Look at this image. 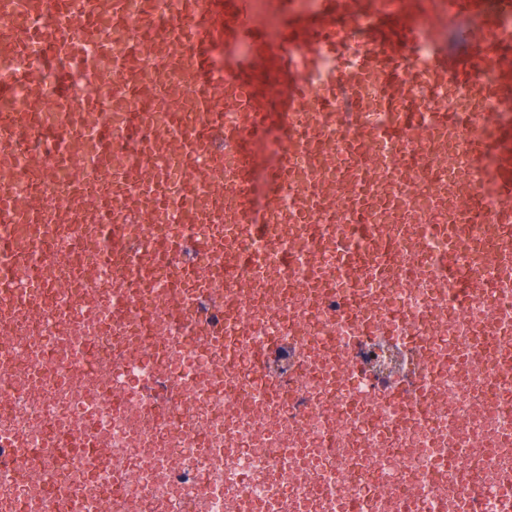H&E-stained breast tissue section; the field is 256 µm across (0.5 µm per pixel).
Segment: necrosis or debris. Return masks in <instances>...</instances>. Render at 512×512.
Here are the masks:
<instances>
[{"label": "necrosis or debris", "mask_w": 512, "mask_h": 512, "mask_svg": "<svg viewBox=\"0 0 512 512\" xmlns=\"http://www.w3.org/2000/svg\"><path fill=\"white\" fill-rule=\"evenodd\" d=\"M197 225L167 217L126 229L141 252L99 247L110 264L93 271L94 294L74 289L82 353L64 340L58 296L49 289L4 324L14 353L0 363V432L24 445L17 463L0 446V490L13 512H507L512 476V292L483 288L469 304L448 297L429 315L417 288H387L383 327L361 323L319 288L282 306L271 288H253L224 316L217 361L195 320L163 318L165 275L138 278L142 262L173 232ZM82 237L45 241L47 265L17 264L15 284L55 275L50 260L69 254L79 267ZM134 276L125 302L133 317L108 307L112 281ZM171 382L179 396L159 403L149 388ZM96 439L94 469L76 472L73 449L57 442L71 428ZM224 451L216 466L208 451ZM166 456L169 466L150 461Z\"/></svg>", "instance_id": "necrosis-or-debris-1"}]
</instances>
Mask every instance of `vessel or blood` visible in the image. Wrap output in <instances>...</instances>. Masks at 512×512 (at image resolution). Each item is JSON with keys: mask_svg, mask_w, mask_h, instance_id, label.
Returning a JSON list of instances; mask_svg holds the SVG:
<instances>
[{"mask_svg": "<svg viewBox=\"0 0 512 512\" xmlns=\"http://www.w3.org/2000/svg\"><path fill=\"white\" fill-rule=\"evenodd\" d=\"M134 3L0 0V100L24 90L0 113V213L25 231L0 239L1 278L76 221L115 236L175 211L190 224L225 227L221 240L172 235L154 257L199 286L168 288L167 311L178 317L203 307L213 288L210 268H182L183 252H223L225 275L250 265L263 281L284 265L298 224L316 214L317 239L336 261L307 259L291 291H343L353 272L374 307L393 280L442 302L484 287L488 264L512 291V120L485 109L512 93V0H169L164 25ZM90 41L97 53L87 58ZM54 57L80 62L85 85H65ZM426 90L447 94L453 109L430 111ZM43 116L52 151L20 149L16 131ZM137 122L149 126L142 151L179 166V178L143 166L129 179L112 139ZM274 123L284 132L275 148L266 138ZM406 154L431 161L433 188ZM263 158L271 204L257 214L251 176ZM20 171L38 190L15 189L10 177ZM110 183L123 187L115 206L95 196ZM373 193L384 198L374 211L366 206ZM422 194L424 211L414 206ZM229 196L237 200L230 210ZM350 218L378 239L374 259L351 255L338 230ZM424 224L448 237L455 266L446 277L417 263ZM249 228L258 246L247 255L232 239ZM483 229L497 236L490 257L479 251Z\"/></svg>", "mask_w": 512, "mask_h": 512, "instance_id": "obj_1", "label": "vessel or blood"}]
</instances>
